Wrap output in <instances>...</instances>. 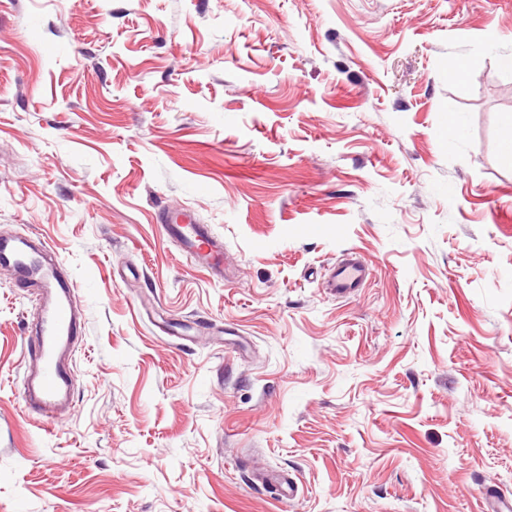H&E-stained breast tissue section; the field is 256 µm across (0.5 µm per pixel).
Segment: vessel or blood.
<instances>
[{"mask_svg":"<svg viewBox=\"0 0 512 512\" xmlns=\"http://www.w3.org/2000/svg\"><path fill=\"white\" fill-rule=\"evenodd\" d=\"M159 222L186 255L206 264L213 275H223V242L206 225L197 223L190 210H163ZM0 269L13 275L21 287L42 288L47 298L37 335L24 342V355L31 365L23 379L21 396L28 413L48 426L66 407L73 384V370L64 358L65 350L80 332L72 300L73 283L63 278L61 264L49 243H42L36 250L25 237L0 240ZM369 275L368 266L350 256L337 262L328 284L337 294L348 296L362 288Z\"/></svg>","mask_w":512,"mask_h":512,"instance_id":"obj_1","label":"vessel or blood"}]
</instances>
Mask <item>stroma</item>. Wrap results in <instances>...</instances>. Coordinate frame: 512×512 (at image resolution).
<instances>
[{"instance_id":"35a3bbf8","label":"stroma","mask_w":512,"mask_h":512,"mask_svg":"<svg viewBox=\"0 0 512 512\" xmlns=\"http://www.w3.org/2000/svg\"><path fill=\"white\" fill-rule=\"evenodd\" d=\"M510 53L512 0H0V235L47 239L84 307L41 425L38 292L0 272V512L512 498ZM180 206L223 277L164 234ZM370 275L368 266L359 258L348 256L336 263L328 284L336 294L349 296L362 288Z\"/></svg>"}]
</instances>
